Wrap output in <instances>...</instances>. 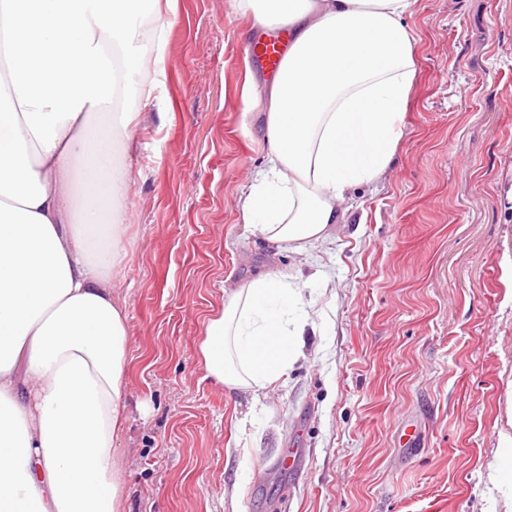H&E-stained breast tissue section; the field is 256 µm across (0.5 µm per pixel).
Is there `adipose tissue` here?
<instances>
[{
	"mask_svg": "<svg viewBox=\"0 0 512 512\" xmlns=\"http://www.w3.org/2000/svg\"><path fill=\"white\" fill-rule=\"evenodd\" d=\"M409 0H245L292 48L270 89L266 163L241 199L270 246L304 254L384 177L416 77ZM161 0H0V512H119L115 441L130 338L113 298L127 256L125 160ZM199 345L225 394L258 397L328 336L268 270L226 291Z\"/></svg>",
	"mask_w": 512,
	"mask_h": 512,
	"instance_id": "adipose-tissue-1",
	"label": "adipose tissue"
}]
</instances>
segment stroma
I'll list each match as a JSON object with an SVG mask.
<instances>
[{"mask_svg":"<svg viewBox=\"0 0 512 512\" xmlns=\"http://www.w3.org/2000/svg\"><path fill=\"white\" fill-rule=\"evenodd\" d=\"M240 2L163 9L166 64L132 126L123 512H512L489 469L512 438V0H410L418 76L393 165L304 255L241 217L271 78ZM312 264L333 335L259 401L225 397L198 351L225 286ZM292 446L300 470H257Z\"/></svg>","mask_w":512,"mask_h":512,"instance_id":"35a3bbf8","label":"stroma"}]
</instances>
